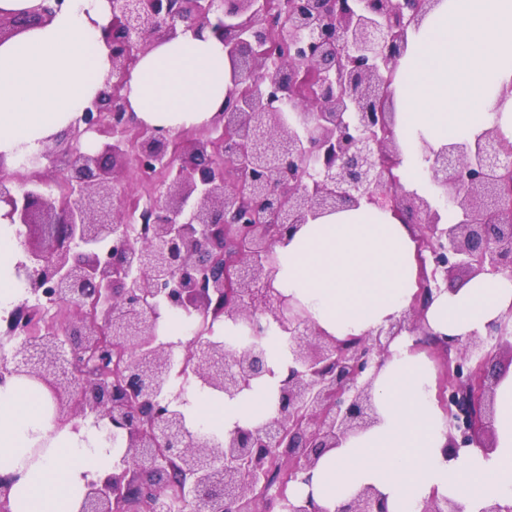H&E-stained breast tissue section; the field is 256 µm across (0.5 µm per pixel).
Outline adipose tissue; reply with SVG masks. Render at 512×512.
Segmentation results:
<instances>
[{"label": "adipose tissue", "mask_w": 512, "mask_h": 512, "mask_svg": "<svg viewBox=\"0 0 512 512\" xmlns=\"http://www.w3.org/2000/svg\"><path fill=\"white\" fill-rule=\"evenodd\" d=\"M107 0H67L46 23L0 41V157L40 152L80 116L110 67L101 31ZM229 64L224 45L204 29L164 40L141 56L126 95L135 121L172 131L211 121L224 101ZM512 84V0H442L413 36L395 84L401 141L425 137L432 146L475 138L499 125L512 137V102L489 104ZM412 229L368 205L329 213L277 246L275 282L304 304L316 327L343 340L374 333L412 303L416 272ZM24 258L8 218L0 215V316L24 296L15 266ZM512 311V276L480 275L435 296L426 324L435 334L486 335ZM268 373L253 389L225 400L219 434L254 429L274 411L270 393L287 373L280 340L268 344ZM427 360L402 334L373 382L377 423L325 453L296 497L325 512L361 488H376L388 512H421L431 498L453 500L461 512L489 501L512 502V371L495 389L496 446L447 456L448 419L430 391ZM45 393L25 381L0 386V473H20L11 512H78L85 485L108 479L115 449L97 444L94 427L53 438L44 460L32 462L31 436L46 432Z\"/></svg>", "instance_id": "1"}]
</instances>
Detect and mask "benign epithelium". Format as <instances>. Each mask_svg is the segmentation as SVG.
<instances>
[{
  "label": "benign epithelium",
  "instance_id": "1",
  "mask_svg": "<svg viewBox=\"0 0 512 512\" xmlns=\"http://www.w3.org/2000/svg\"><path fill=\"white\" fill-rule=\"evenodd\" d=\"M64 2L1 14L0 40L50 20ZM108 2L103 88L64 141L20 164L25 173L0 167V205L29 230L18 266L28 298L0 325V336L16 341L0 362V384L43 386L55 428L77 431L74 420H90L124 448L107 481L87 483L79 512H153L170 490L177 512H323L310 497L267 489L272 470L296 480L376 423L372 383L403 332L425 337L451 363L436 395L448 413L444 451L493 448L496 359L512 360V313L463 341L424 322L434 294L457 287L456 271L512 275V141L496 125L472 146L436 150L420 140L431 193L406 190L385 166L403 162L393 84L408 33L440 0H288L278 25L291 49L284 56L268 45L269 0ZM204 28L224 43L231 86L203 134L133 121L123 90L138 58L179 30ZM59 150L67 168L50 175L42 162ZM147 168L143 196L129 195L126 173ZM363 202L416 230L427 283L400 318L371 336L338 340L275 287V247L301 225ZM36 307H64L70 317L21 341L17 329H31ZM169 311L208 329L186 344L166 341L158 327ZM224 318L246 324L253 341L224 346L212 335ZM272 324L288 336L290 361L276 414L217 446L186 428L184 400L170 382L176 359L186 377L234 398L269 372ZM17 481L0 474L3 512ZM336 512L387 505L367 486ZM421 512L459 507L433 498Z\"/></svg>",
  "mask_w": 512,
  "mask_h": 512
}]
</instances>
